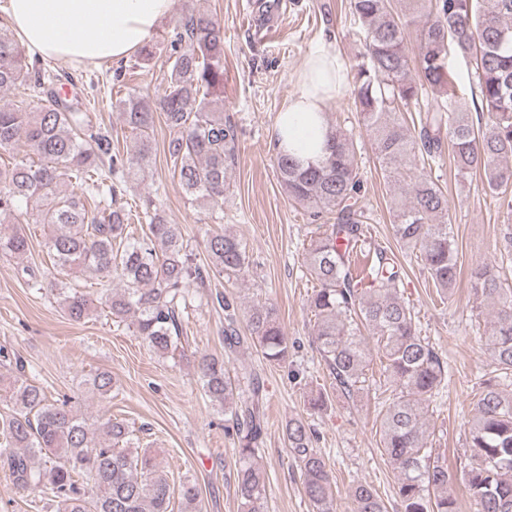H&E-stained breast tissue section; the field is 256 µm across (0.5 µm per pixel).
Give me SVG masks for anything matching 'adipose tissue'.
Segmentation results:
<instances>
[{"label":"adipose tissue","instance_id":"1","mask_svg":"<svg viewBox=\"0 0 512 512\" xmlns=\"http://www.w3.org/2000/svg\"><path fill=\"white\" fill-rule=\"evenodd\" d=\"M177 0H9L8 22L20 43L43 61L118 62L148 43L173 16ZM351 72L334 47L311 53L296 74V90L278 111L276 151L316 163L327 153L324 113L349 87Z\"/></svg>","mask_w":512,"mask_h":512}]
</instances>
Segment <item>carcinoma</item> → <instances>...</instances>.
Wrapping results in <instances>:
<instances>
[{
	"label": "carcinoma",
	"instance_id": "obj_1",
	"mask_svg": "<svg viewBox=\"0 0 512 512\" xmlns=\"http://www.w3.org/2000/svg\"><path fill=\"white\" fill-rule=\"evenodd\" d=\"M347 0L359 24L364 52L353 67V104L380 169L400 184L391 202L396 241L415 253L428 278L449 293L462 274L451 231L448 196L427 172L451 155L460 176L481 174L489 192L512 210V0ZM414 29L418 52L407 41ZM472 59L471 79L479 116L455 92L454 58ZM163 94L153 102L138 96L113 107L133 135L130 152H112V134L93 125L78 96L46 94L36 112L0 108V155L25 145L37 160L0 168V256L23 258L29 240L19 227H51L48 253L55 274L30 267L22 272L34 288H47L66 316L79 323L94 300L70 278L110 277L123 281L104 289L112 317L131 320L135 335L160 355L180 343V313L189 306L190 285L210 277H240L249 265L235 235L207 238L208 261L200 264L181 229L149 201L131 214L117 203L122 186L144 179L151 165L152 134L161 115L170 131L167 152L173 173L192 201L224 211V195L235 162L238 128L216 111L224 94V34L205 12L179 21L168 58ZM44 88V75L27 60L0 25V90ZM328 154L304 164L276 153V171L288 198L313 220L328 215L306 253V271L317 286L309 301L313 336L336 388L351 392L365 378L373 355L386 373L378 397L380 447L397 472L396 495L404 512H458L450 492L455 480L446 459L428 446L425 404L445 387L448 366L418 331L415 313L400 297L403 269L394 254L374 249L365 274H354L351 255L363 242V180L354 134L330 125ZM92 208H87L82 196ZM147 226L146 239L129 237L131 217ZM476 307L493 310L484 342L493 377L480 383L469 431L464 480L476 512H512V281L497 264L467 274ZM224 309V350L250 341L264 357L288 359V342L273 306L253 308L250 335L241 336L234 303L216 295ZM202 387L224 413L237 438L236 476L243 512H266V479L254 462L261 442L262 397L255 378L233 385L224 359L205 355L198 363ZM101 396L112 392L106 370L90 379ZM0 400L11 406L0 417V463L16 486L54 503L56 512H173L164 457L142 448L129 426L117 419L93 421L70 398L49 401L25 375L17 359L13 374L0 375ZM288 449L300 463L304 490L316 512H335L334 476L313 447L314 434L301 418L284 427ZM184 512H196V482L181 485ZM355 512H386L375 488H351Z\"/></svg>",
	"mask_w": 512,
	"mask_h": 512
}]
</instances>
